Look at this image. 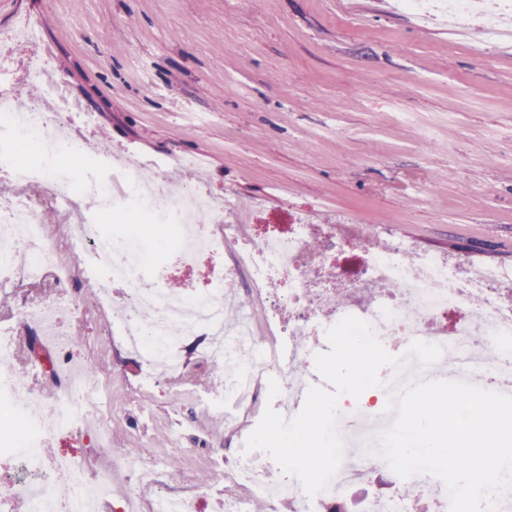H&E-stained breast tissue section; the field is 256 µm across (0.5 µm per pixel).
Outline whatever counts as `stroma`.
Segmentation results:
<instances>
[{
	"instance_id": "obj_1",
	"label": "stroma",
	"mask_w": 512,
	"mask_h": 512,
	"mask_svg": "<svg viewBox=\"0 0 512 512\" xmlns=\"http://www.w3.org/2000/svg\"><path fill=\"white\" fill-rule=\"evenodd\" d=\"M23 24L37 38L6 41ZM44 55L97 115L79 134L85 152L189 158L163 179L223 204L227 223L284 229L303 213L360 238L512 267V38L460 35L392 0H0V81L30 85L24 72ZM40 212L66 275L0 292V321L57 306L70 345L59 351L25 329L11 367L46 401L68 366L87 368L110 397L106 443L60 434L51 448L109 470L107 512H126L135 468L156 459L162 485L140 489L137 512H151L160 488L219 512L237 451L202 403L223 390V367L189 340L185 385L142 387L137 356L80 271L71 225L51 204ZM135 231L148 275L177 290L210 287L211 257L185 268L166 225ZM401 492L377 460L347 497Z\"/></svg>"
}]
</instances>
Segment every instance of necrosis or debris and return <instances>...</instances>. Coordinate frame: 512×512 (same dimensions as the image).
<instances>
[{
  "mask_svg": "<svg viewBox=\"0 0 512 512\" xmlns=\"http://www.w3.org/2000/svg\"><path fill=\"white\" fill-rule=\"evenodd\" d=\"M43 90L39 99L20 104L0 86V161L9 164L16 185L38 184L45 201L62 210L75 230L71 247L80 253L83 272L94 279L102 301L112 306V331L142 360V382L179 375L183 366L180 342L193 337L208 358L233 352L229 382L209 409L220 419L240 412L259 413L267 406L293 418L299 395L308 384L307 364L314 348L332 325L325 313L352 315L368 322L380 342H395L407 355L413 341L440 345L453 360L451 374L512 388V270L471 260L459 261L416 248L410 241L373 236L362 247V275L356 281L337 279L327 251L308 247L313 235L336 238L341 227L314 228L301 216L287 231L278 227L255 237L251 226L227 224L221 210L194 189L172 195L158 174L138 161L110 163V178L98 176L97 157L72 160L53 153L52 145L73 139L74 126L95 125L81 109L50 58L37 59L29 70ZM79 163L82 194L73 197L66 176ZM119 214L135 213L151 223L175 229V248L188 260L202 249L224 258L213 273V290L196 294L170 292L144 275L145 263L132 232H106L96 225L98 198ZM0 218V289L36 282L57 273L56 251L49 242L39 207L24 194L5 205ZM240 279L265 310L263 332H255L249 313L227 309L221 286ZM288 284L287 294L271 288ZM455 314L446 324V314ZM288 376L276 403L266 388L272 371ZM0 487L15 493L24 512H95L111 492L108 472H88L76 460L50 455L48 435L89 430L100 422L103 395L91 375L74 369L66 375L62 395L44 402L11 374L0 375ZM391 421L383 408L346 409L338 431L345 457L328 489L307 496L296 479L277 476V464L264 452L239 454L232 471L248 495H228L223 512H249L250 494L269 497L273 504H296L297 512H321L323 505L342 501L349 487L363 478L370 459L366 444Z\"/></svg>",
  "mask_w": 512,
  "mask_h": 512,
  "instance_id": "1",
  "label": "necrosis or debris"
}]
</instances>
